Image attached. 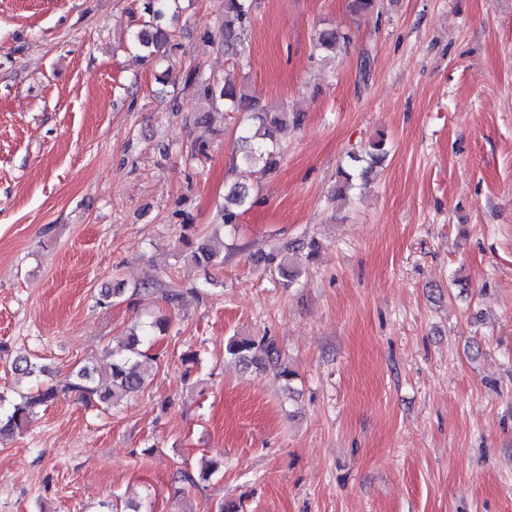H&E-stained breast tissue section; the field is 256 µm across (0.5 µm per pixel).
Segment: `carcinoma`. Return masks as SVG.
I'll return each mask as SVG.
<instances>
[{"label":"carcinoma","mask_w":512,"mask_h":512,"mask_svg":"<svg viewBox=\"0 0 512 512\" xmlns=\"http://www.w3.org/2000/svg\"><path fill=\"white\" fill-rule=\"evenodd\" d=\"M252 12V0H224V54L235 56L243 45L247 24ZM136 40L139 46L149 49L157 48L167 41V35L159 28L150 33L141 31ZM350 37L334 28L322 30L316 42L321 50L336 48L339 43H347ZM188 85L196 86L197 92L205 98L224 100V108L237 112L247 94L244 89L232 84L222 86L216 83L196 80L195 73L189 74ZM247 132L239 153V161L256 172L267 175L276 169L279 157V143L275 130L281 126L280 118L267 112L254 103L247 113ZM386 140L379 137L369 144L365 154L374 164L381 163L387 155ZM355 172L343 166L338 168L336 199L347 201L349 193L355 189ZM250 204L248 190L240 185H233L224 195V223H233L238 214ZM182 253L185 258L197 265L219 266L224 263V242L205 238L193 241L187 237L181 239ZM169 320L154 318L139 323V329L130 332L126 338L116 344H106L104 356L109 359V369L101 371L96 366L83 365L73 372L72 379L62 388L56 385H36V389L20 397L19 400L0 409V437L26 430L34 421L38 410L47 406L68 392L78 395L86 402L96 401L103 407L115 408L129 396L140 392L152 375L156 357L150 354L148 345L153 337L168 330ZM226 354L239 362L258 370H273L279 376L291 379L292 372L281 363L280 352L274 341L267 337L252 338L233 336L225 346ZM15 373L34 380L47 373V367L26 356H18L12 362ZM220 469V464L201 456L194 471L183 474V480L189 484L207 481Z\"/></svg>","instance_id":"1"}]
</instances>
